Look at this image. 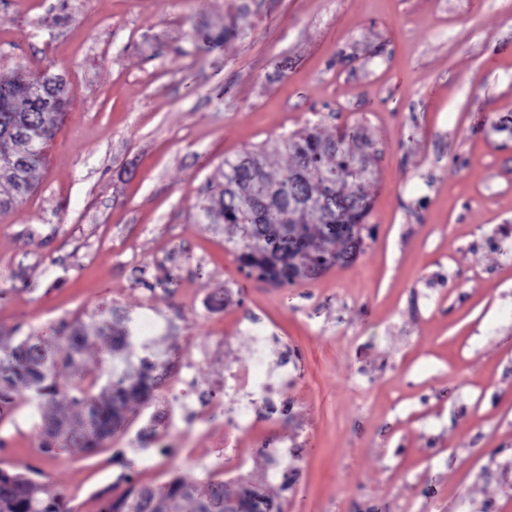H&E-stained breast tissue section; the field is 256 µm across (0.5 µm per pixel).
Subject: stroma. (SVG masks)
<instances>
[{"instance_id": "stroma-1", "label": "stroma", "mask_w": 512, "mask_h": 512, "mask_svg": "<svg viewBox=\"0 0 512 512\" xmlns=\"http://www.w3.org/2000/svg\"><path fill=\"white\" fill-rule=\"evenodd\" d=\"M46 70L69 102L0 213V336L151 314L166 380L89 453L44 455L21 393L9 466L76 512L127 474L206 484L256 323L295 375L238 434L275 512H512V0H0V80ZM307 126L368 142L371 207L352 260L278 287L199 206L225 159L280 171Z\"/></svg>"}]
</instances>
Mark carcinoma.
Returning a JSON list of instances; mask_svg holds the SVG:
<instances>
[{"label": "carcinoma", "mask_w": 512, "mask_h": 512, "mask_svg": "<svg viewBox=\"0 0 512 512\" xmlns=\"http://www.w3.org/2000/svg\"><path fill=\"white\" fill-rule=\"evenodd\" d=\"M66 95L47 74L0 83V155L20 153L23 158L16 170L0 165V186L11 190L8 196H0V210L33 189L32 173L54 134ZM283 147L292 163L280 173L268 170L263 149L224 160L222 181L200 206L205 219L215 213L221 217L226 243L237 252L240 268L279 287L353 253L370 208L365 182L352 173L363 155L349 152L345 140L325 138L316 128L307 127L289 136ZM271 188L303 194L315 204L329 194L332 205L319 219L288 204L263 206L250 214L248 205ZM98 333L108 338L112 361L123 365L105 381L84 365L90 337L79 322L67 326L59 337L60 351L39 336L18 342L0 337V412L12 408L22 391L53 404L54 410L43 417L41 449L48 456L58 449L89 452L98 447L112 436V427L130 404L149 397L159 384L156 362L147 356L133 361L128 328L102 321ZM61 368L71 375L64 383L59 381ZM126 482L127 489L109 500L104 512H202L206 498H240L243 512H270L266 498L245 483L230 494L222 482L201 487L177 477L158 494L129 477ZM0 512L71 510L47 477L28 467L23 471L0 468Z\"/></svg>", "instance_id": "cac0c4a2"}]
</instances>
